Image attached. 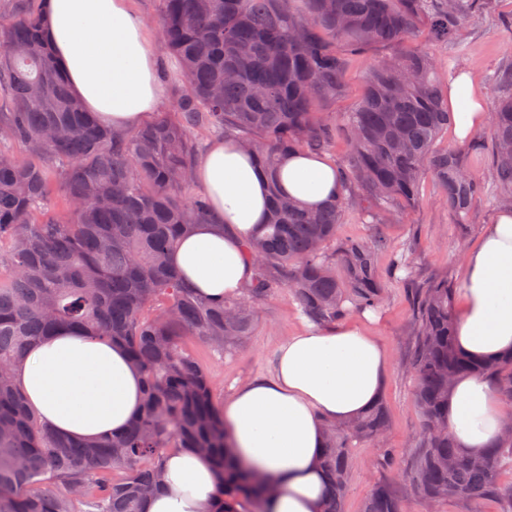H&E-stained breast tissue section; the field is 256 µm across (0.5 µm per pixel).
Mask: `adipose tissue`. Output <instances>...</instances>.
Returning <instances> with one entry per match:
<instances>
[{
	"instance_id": "obj_1",
	"label": "adipose tissue",
	"mask_w": 512,
	"mask_h": 512,
	"mask_svg": "<svg viewBox=\"0 0 512 512\" xmlns=\"http://www.w3.org/2000/svg\"><path fill=\"white\" fill-rule=\"evenodd\" d=\"M44 39L71 92L113 130L139 125L166 99L158 76L157 37L133 0H45ZM454 132L472 137L487 120L483 96L468 72L448 88ZM209 195L211 221L196 225L171 256L201 293L237 295L253 274L245 244L263 223L270 181L237 144L213 142L194 169ZM303 205L319 208L336 194L334 164L292 154L277 181ZM465 275L454 312L457 347L475 359L512 351V208H503L463 256ZM389 356L361 319L312 329L281 345L268 378L240 386L224 403L234 457L272 477V512H320L329 485L319 464L326 422L358 417L381 399ZM16 380L32 410L63 435L86 441L124 432L140 413L144 382L122 345L60 329L26 355ZM505 419L500 393L471 374L448 393V427L460 451L483 454ZM166 486L144 512H206L215 499L210 463L191 452L169 454Z\"/></svg>"
}]
</instances>
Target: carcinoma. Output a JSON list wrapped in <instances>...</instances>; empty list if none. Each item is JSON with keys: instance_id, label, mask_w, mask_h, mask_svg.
Segmentation results:
<instances>
[{"instance_id": "1", "label": "carcinoma", "mask_w": 512, "mask_h": 512, "mask_svg": "<svg viewBox=\"0 0 512 512\" xmlns=\"http://www.w3.org/2000/svg\"><path fill=\"white\" fill-rule=\"evenodd\" d=\"M43 2L15 0L0 21V95L9 103L0 112V512H142L161 484L164 456L183 448L215 471L208 512H271L270 481L231 454L224 408L186 344L233 354L280 289L319 326L352 307L376 308L383 234L348 240L335 256L327 247L346 211L356 207L377 224L383 212L416 205L427 176L465 232L484 183L455 151L436 149L449 112L433 49L374 63L343 121L328 107L348 92L347 57L403 47L422 26L433 42L454 43L479 0H159L163 50L178 60L186 91L121 133L70 94L41 36ZM491 127L501 201L512 203V96L497 99ZM201 128L251 147L272 184L268 218L246 243L253 277L240 297L218 302L170 263L179 239L210 220V200L191 177ZM339 137L349 150L328 206L306 209L280 193L290 153H325ZM55 187L62 212L50 202ZM417 314L409 364L424 446L404 475L415 502L379 484L364 512H415L448 498L512 504V485L499 481L512 463V412L504 438L480 459L461 453L448 430L455 377L485 376L512 407V353L476 360L455 345L446 279L421 291ZM58 327L128 350L145 393L125 434L72 440L27 409L10 369ZM327 427L320 465L330 492L321 512H343L353 449L383 441L386 405Z\"/></svg>"}]
</instances>
